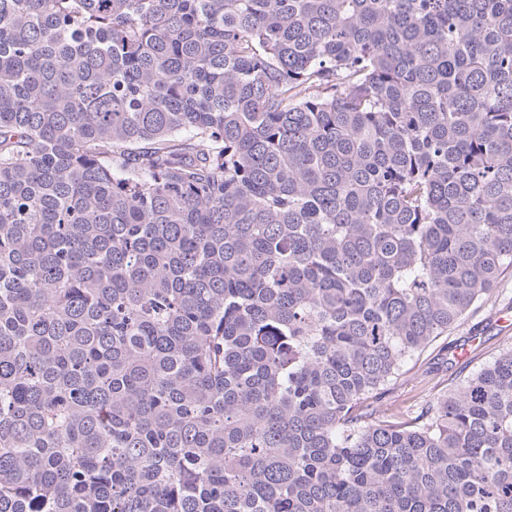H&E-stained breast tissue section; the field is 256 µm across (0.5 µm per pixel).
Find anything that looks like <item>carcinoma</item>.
Masks as SVG:
<instances>
[{
	"label": "carcinoma",
	"mask_w": 512,
	"mask_h": 512,
	"mask_svg": "<svg viewBox=\"0 0 512 512\" xmlns=\"http://www.w3.org/2000/svg\"><path fill=\"white\" fill-rule=\"evenodd\" d=\"M512 0H0V512H512ZM510 308V309H509ZM509 309L511 326L506 317L497 319ZM476 338L471 348L463 347ZM456 346L461 348L457 351ZM512 346V271L503 277L499 291L470 313L458 328L439 337L428 348L417 354L408 365L407 373L394 386L388 406L392 410L413 411L433 397L439 396L450 382L461 381L470 372L482 367L500 349ZM463 347V348H462ZM452 349V352L449 351ZM469 356V357H468ZM468 357V358H466ZM466 358V359H464Z\"/></svg>",
	"instance_id": "cac0c4a2"
}]
</instances>
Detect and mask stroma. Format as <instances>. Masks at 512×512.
I'll use <instances>...</instances> for the list:
<instances>
[{"mask_svg":"<svg viewBox=\"0 0 512 512\" xmlns=\"http://www.w3.org/2000/svg\"><path fill=\"white\" fill-rule=\"evenodd\" d=\"M512 309V271L492 297L470 313L465 322L447 335L439 337L417 354L407 373L388 395V405L399 411H413L443 393L448 385L461 381L482 367L500 349L512 346V327H503L498 318L503 310ZM471 346L468 358L457 359L453 348Z\"/></svg>","mask_w":512,"mask_h":512,"instance_id":"35a3bbf8","label":"stroma"}]
</instances>
